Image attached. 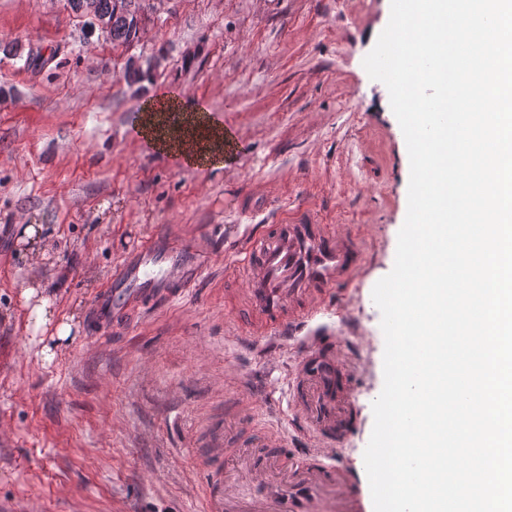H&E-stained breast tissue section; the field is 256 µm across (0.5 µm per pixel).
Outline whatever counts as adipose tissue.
<instances>
[{
    "mask_svg": "<svg viewBox=\"0 0 512 512\" xmlns=\"http://www.w3.org/2000/svg\"><path fill=\"white\" fill-rule=\"evenodd\" d=\"M140 134L156 151L184 157L201 167L224 156V125L209 111L185 110L179 97L160 94L140 110Z\"/></svg>",
    "mask_w": 512,
    "mask_h": 512,
    "instance_id": "1",
    "label": "adipose tissue"
}]
</instances>
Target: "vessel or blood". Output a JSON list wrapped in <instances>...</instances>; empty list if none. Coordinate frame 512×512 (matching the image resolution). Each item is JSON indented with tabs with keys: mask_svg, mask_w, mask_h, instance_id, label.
<instances>
[{
	"mask_svg": "<svg viewBox=\"0 0 512 512\" xmlns=\"http://www.w3.org/2000/svg\"><path fill=\"white\" fill-rule=\"evenodd\" d=\"M232 273L244 278L247 315L239 324L248 341L279 340L297 353L289 381L293 406L318 449L304 462L288 458L284 441L244 440L225 433L224 492L210 495L207 512H366L353 473L335 456L354 430L355 366L341 337L313 329L331 291L349 289L368 253L360 239L338 224H317L299 213L263 224L233 243ZM207 262L194 248L148 238L112 273L97 303L122 315L149 297H176L205 275ZM242 469L261 495H244L235 469Z\"/></svg>",
	"mask_w": 512,
	"mask_h": 512,
	"instance_id": "vessel-or-blood-1",
	"label": "vessel or blood"
}]
</instances>
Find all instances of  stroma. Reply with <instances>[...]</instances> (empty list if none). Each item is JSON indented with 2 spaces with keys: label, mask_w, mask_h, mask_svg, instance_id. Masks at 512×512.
Listing matches in <instances>:
<instances>
[{
  "label": "stroma",
  "mask_w": 512,
  "mask_h": 512,
  "mask_svg": "<svg viewBox=\"0 0 512 512\" xmlns=\"http://www.w3.org/2000/svg\"><path fill=\"white\" fill-rule=\"evenodd\" d=\"M391 0H154L129 45L86 34L65 0H0V512H205L224 478L225 410L288 441L317 443L288 404L289 351L237 338L224 292L227 244L254 224L307 211L365 238L368 262L319 318L358 368L359 420L338 454L370 486L363 454L380 395L384 335L372 299L394 266L410 164L386 86L363 67ZM161 65L144 92L129 58ZM204 105L244 143L221 166L178 165L146 147L129 116L161 92ZM37 224L47 249L30 253ZM196 246L208 273L184 295L119 319L96 297L142 238ZM52 323L34 331L24 290ZM72 326L58 338L57 323Z\"/></svg>",
  "instance_id": "stroma-1"
}]
</instances>
